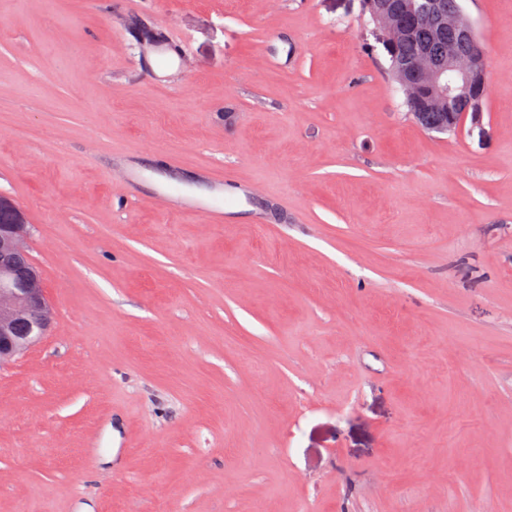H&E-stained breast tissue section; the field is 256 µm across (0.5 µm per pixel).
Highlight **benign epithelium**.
<instances>
[{
  "instance_id": "1",
  "label": "benign epithelium",
  "mask_w": 512,
  "mask_h": 512,
  "mask_svg": "<svg viewBox=\"0 0 512 512\" xmlns=\"http://www.w3.org/2000/svg\"><path fill=\"white\" fill-rule=\"evenodd\" d=\"M373 22L385 33L389 52H394L399 36L413 30L414 16L423 11L431 18L448 25L457 33V40L448 42V60L437 61L424 57L406 64L396 74L403 90L410 93L423 88L432 106L447 111L472 91L471 69L475 56H485L483 46L471 21L463 18L461 4L448 2L442 12L433 0H425L420 7H410L407 20L396 22L386 0H366ZM0 210L9 211L13 218L0 224V363L23 353L46 336L54 320L43 285L40 270L29 259L27 241L30 236L23 209L11 198L0 196ZM25 318L29 330L25 336H16V319Z\"/></svg>"
}]
</instances>
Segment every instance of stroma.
<instances>
[{
	"mask_svg": "<svg viewBox=\"0 0 512 512\" xmlns=\"http://www.w3.org/2000/svg\"><path fill=\"white\" fill-rule=\"evenodd\" d=\"M460 4L490 93L439 135L365 0H0L55 313L0 365V512H512V0ZM225 175L220 223L161 190Z\"/></svg>",
	"mask_w": 512,
	"mask_h": 512,
	"instance_id": "1",
	"label": "stroma"
}]
</instances>
